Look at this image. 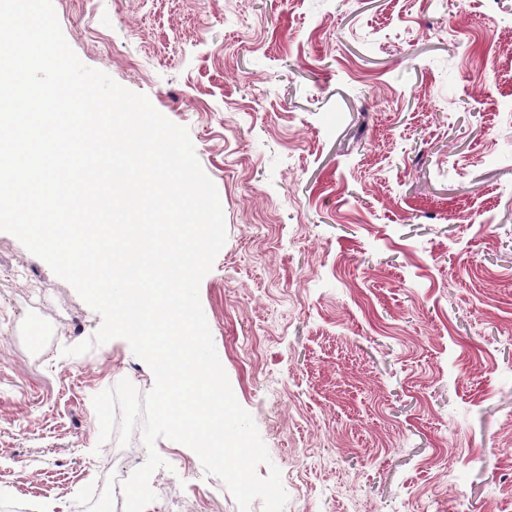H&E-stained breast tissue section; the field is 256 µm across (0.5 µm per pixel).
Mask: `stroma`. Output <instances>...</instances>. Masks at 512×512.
<instances>
[{"label":"stroma","instance_id":"1","mask_svg":"<svg viewBox=\"0 0 512 512\" xmlns=\"http://www.w3.org/2000/svg\"><path fill=\"white\" fill-rule=\"evenodd\" d=\"M79 59L187 127L227 239L199 296L284 512H512V0H53ZM0 232V512L147 460L93 398L154 385ZM145 512H239L187 446Z\"/></svg>","mask_w":512,"mask_h":512}]
</instances>
